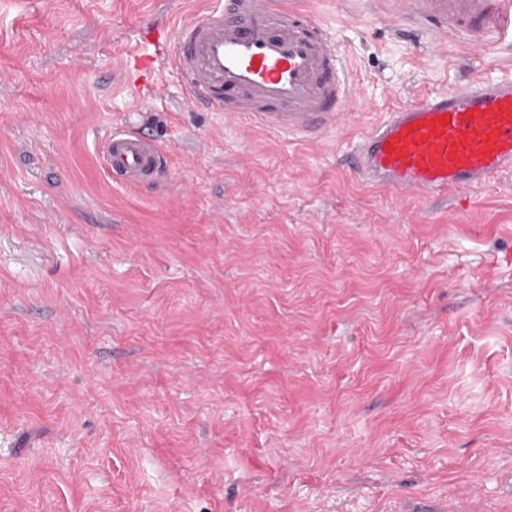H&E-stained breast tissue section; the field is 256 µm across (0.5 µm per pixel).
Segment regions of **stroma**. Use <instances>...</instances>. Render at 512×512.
Masks as SVG:
<instances>
[{"label": "stroma", "mask_w": 512, "mask_h": 512, "mask_svg": "<svg viewBox=\"0 0 512 512\" xmlns=\"http://www.w3.org/2000/svg\"><path fill=\"white\" fill-rule=\"evenodd\" d=\"M205 2L0 0V512H512V175L459 203L347 164L512 47L309 0L354 99L307 141L126 64ZM120 125L154 182L108 175ZM102 154L112 178L124 185L154 181L165 161L151 136L129 128H114L102 144Z\"/></svg>", "instance_id": "stroma-1"}]
</instances>
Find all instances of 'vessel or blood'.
<instances>
[{
    "instance_id": "1",
    "label": "vessel or blood",
    "mask_w": 512,
    "mask_h": 512,
    "mask_svg": "<svg viewBox=\"0 0 512 512\" xmlns=\"http://www.w3.org/2000/svg\"><path fill=\"white\" fill-rule=\"evenodd\" d=\"M410 14L442 50L467 36L512 38V0H410ZM163 64L186 99L256 126L297 134L324 131L345 116L352 79L330 31L299 0H219L183 20L164 45ZM114 180H155L164 156L149 135L113 129L102 144ZM365 183L397 196L462 193L512 174V75L478 79L398 105L350 155Z\"/></svg>"
}]
</instances>
